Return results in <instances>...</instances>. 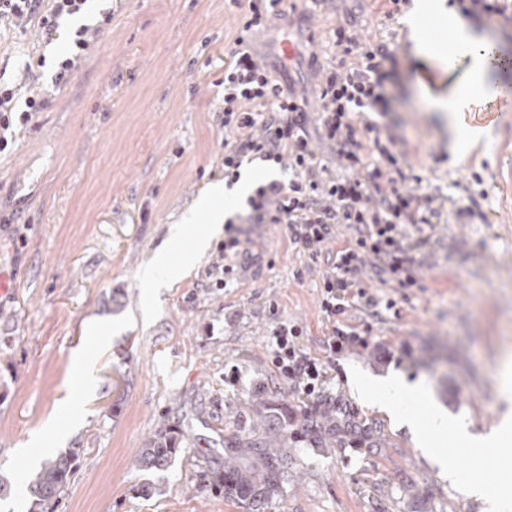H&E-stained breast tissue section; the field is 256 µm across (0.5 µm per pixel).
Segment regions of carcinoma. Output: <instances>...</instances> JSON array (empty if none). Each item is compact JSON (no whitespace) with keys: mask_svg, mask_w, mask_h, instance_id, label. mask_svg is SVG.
<instances>
[{"mask_svg":"<svg viewBox=\"0 0 512 512\" xmlns=\"http://www.w3.org/2000/svg\"><path fill=\"white\" fill-rule=\"evenodd\" d=\"M286 437L285 432L273 436L265 432L252 431L238 435L225 444L246 457L271 456L277 450L279 442ZM182 438L172 428L159 430L146 447L135 457V465L143 470L160 469L174 456ZM79 460V449L68 448L56 457L44 461L39 470L27 480L26 493L28 508L26 512H56L58 502L73 476ZM279 471L272 465L261 469L238 461L233 456L224 461V469L209 475L212 488L224 492V498L240 504H254L272 500L278 491Z\"/></svg>","mask_w":512,"mask_h":512,"instance_id":"cac0c4a2","label":"carcinoma"}]
</instances>
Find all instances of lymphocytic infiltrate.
Here are the masks:
<instances>
[{"label": "lymphocytic infiltrate", "instance_id": "obj_1", "mask_svg": "<svg viewBox=\"0 0 512 512\" xmlns=\"http://www.w3.org/2000/svg\"><path fill=\"white\" fill-rule=\"evenodd\" d=\"M87 0H0V24L26 27L37 22L52 38L63 22L81 14ZM243 20L224 53V180L234 184L243 162L259 159L287 170L284 181L259 185L249 199V224H281L289 246L311 262H323L319 314L324 328L321 352L309 351L303 325L278 321L268 330L271 363L288 384L297 405L289 426L329 410L349 422L356 414L334 403L336 359L369 347L371 325L348 323L350 310L372 316L398 309V298L418 287V257L441 216L436 198L423 190L422 176L406 160L403 140L391 128L385 92V62L394 52L384 44H363L345 26L334 28L329 48L337 63L325 68L317 90L320 111L309 118L293 86L269 74L251 47L252 34L278 16V0H229ZM95 24L73 31L66 53L55 63L54 83L76 70L98 32ZM39 93L21 96L19 87L0 82V153L12 148L8 133L42 111ZM332 159H324L320 145ZM346 238H339L338 227ZM224 242L210 267L220 287L234 283L239 260L248 251L240 226L224 227ZM371 279L387 285L384 294L364 288Z\"/></svg>", "mask_w": 512, "mask_h": 512}]
</instances>
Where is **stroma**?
Returning a JSON list of instances; mask_svg holds the SVG:
<instances>
[{
    "instance_id": "obj_1",
    "label": "stroma",
    "mask_w": 512,
    "mask_h": 512,
    "mask_svg": "<svg viewBox=\"0 0 512 512\" xmlns=\"http://www.w3.org/2000/svg\"><path fill=\"white\" fill-rule=\"evenodd\" d=\"M389 0H322L258 34L271 76L310 93L331 59L330 33L345 26L364 44L395 46L385 90L407 161L438 186L451 211L479 203L474 220L448 219L424 250L400 318L369 320L373 339L407 356L388 363L367 352L338 358L333 398L373 431L361 448L341 438H288L279 493L261 512H483L462 496L397 415L442 408L449 421L486 434L512 420L502 371L512 363V113L458 151L460 113L435 104L468 76L420 55ZM112 19L80 68L61 85L39 75L47 104L0 156V273L14 295L0 298V473L27 474L21 450L49 423L80 449L57 512H253L212 491L226 438L271 427V403L293 395L272 369L269 326H307L317 349L320 271L289 247L279 224H252L256 262L227 288L212 287L210 253L151 296L142 278L176 224L185 237L209 223L183 217L205 187L224 177V47L240 26L227 0H88L85 16ZM68 30L42 39L37 26L0 31V73L22 77L29 54L65 50ZM88 354L90 390L72 384L76 352ZM238 385L225 384L230 367ZM394 375L426 393L384 412L363 401L351 372ZM68 408H61L63 398ZM187 433L169 465L133 459L162 427ZM151 493H142L143 485Z\"/></svg>"
}]
</instances>
